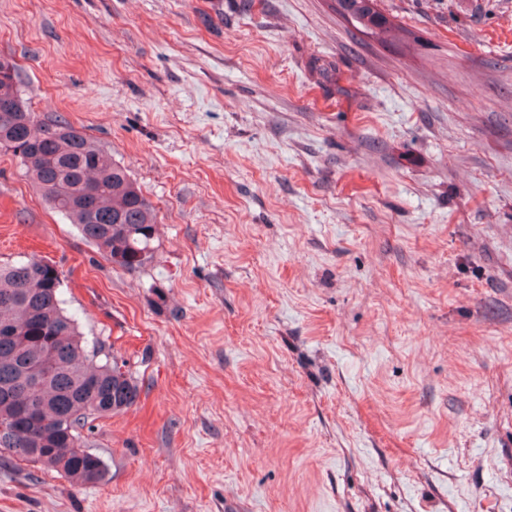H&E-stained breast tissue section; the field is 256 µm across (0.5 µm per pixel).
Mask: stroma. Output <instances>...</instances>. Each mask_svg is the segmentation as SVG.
I'll return each mask as SVG.
<instances>
[{
  "label": "stroma",
  "mask_w": 512,
  "mask_h": 512,
  "mask_svg": "<svg viewBox=\"0 0 512 512\" xmlns=\"http://www.w3.org/2000/svg\"><path fill=\"white\" fill-rule=\"evenodd\" d=\"M0 0V57L157 210L112 264L0 150V260L42 259L140 386L75 485L0 512H512V0ZM366 1L374 0H337L340 12L354 22L357 28L381 42L402 41L412 33L384 15L378 8L371 9Z\"/></svg>",
  "instance_id": "35a3bbf8"
}]
</instances>
